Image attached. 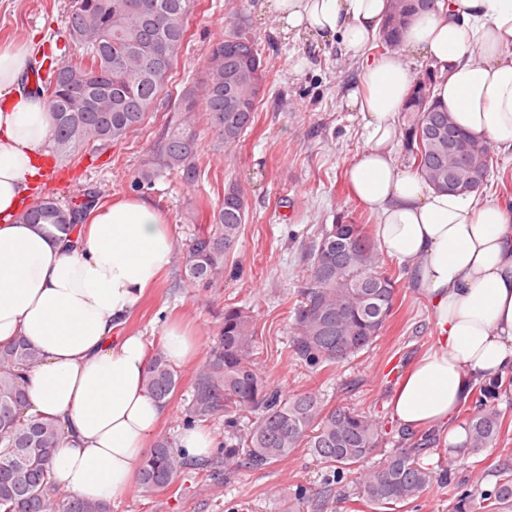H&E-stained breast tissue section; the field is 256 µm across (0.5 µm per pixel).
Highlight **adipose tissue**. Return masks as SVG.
I'll use <instances>...</instances> for the list:
<instances>
[{
    "instance_id": "ef3b65f1",
    "label": "adipose tissue",
    "mask_w": 512,
    "mask_h": 512,
    "mask_svg": "<svg viewBox=\"0 0 512 512\" xmlns=\"http://www.w3.org/2000/svg\"><path fill=\"white\" fill-rule=\"evenodd\" d=\"M387 0H265L281 33H309L362 63L348 105L364 148L346 175L373 211L380 250L404 265L430 307L436 343L404 375L392 401L401 428L446 430L474 382L512 375V204L434 190L394 152L401 114L423 61L434 95L477 141L512 154V0H438L415 16L402 48L369 53ZM36 36L0 45V344L24 338L40 353L29 371L28 409L59 419L52 479L67 493L110 501L132 486L166 409L144 388L146 338L122 333L129 313L167 271L178 248L167 216L131 195L97 207L67 234L19 219L50 164L53 114L23 90ZM199 338L164 329L161 354L193 362Z\"/></svg>"
}]
</instances>
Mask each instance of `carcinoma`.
Masks as SVG:
<instances>
[{"mask_svg": "<svg viewBox=\"0 0 512 512\" xmlns=\"http://www.w3.org/2000/svg\"><path fill=\"white\" fill-rule=\"evenodd\" d=\"M197 0H73L63 56L42 54L47 77L39 95L54 115L53 137L66 158L91 143L101 147L123 140L140 126L164 98L169 73L187 40ZM425 11L424 0H388L377 47L397 44L410 20ZM164 43L169 63L159 76L145 74L150 59L134 48ZM268 84L267 57L240 26L226 25L192 80L173 103L172 116L154 143L150 158L131 175V186L149 189L165 171L193 188L201 179L202 134L212 135L216 152L231 149L255 122L257 104ZM414 85L403 113V150L408 164L432 187L448 191L457 182L479 189L495 172L488 147L470 138L433 97L422 101ZM98 204L96 194L78 207L64 208L51 194L38 196L23 212L29 224H54L68 231L87 219ZM245 192L234 180L212 210L209 225L192 238L183 256L189 282L211 287L223 275L237 276L233 261L249 219ZM398 275L389 271L365 225L340 218L324 224L308 252L307 274L293 305L289 355L312 373L329 371L366 352L393 314ZM39 352L23 339L0 346V512H112L111 503L58 497L50 469L54 448L63 435L61 422L26 414L28 368ZM260 356L250 315L239 307L224 312L202 366L183 425L201 427L224 415L223 456L193 461L160 438L138 471L141 490L165 493L182 474L201 476L240 469L263 470L307 448L326 467L320 489H299L288 499V512H334L350 502L344 490L354 484L358 501L375 512H399L419 500L437 480L423 464L437 439L425 432L404 433L402 447L384 448L382 426L372 414L348 406L327 410L310 391L285 396L271 387L259 369ZM176 371L154 354L145 388L166 405L178 388ZM501 381L473 385L468 403L469 453L480 454L512 424L498 406ZM373 467H365L373 456ZM450 512H512V468L502 467L490 489L462 482Z\"/></svg>", "mask_w": 512, "mask_h": 512, "instance_id": "obj_1", "label": "carcinoma"}]
</instances>
